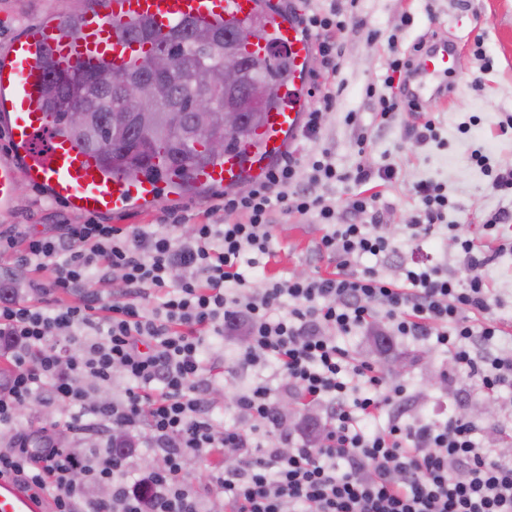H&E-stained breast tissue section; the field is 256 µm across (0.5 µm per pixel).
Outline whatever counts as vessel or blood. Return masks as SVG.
I'll return each instance as SVG.
<instances>
[{"mask_svg":"<svg viewBox=\"0 0 512 512\" xmlns=\"http://www.w3.org/2000/svg\"><path fill=\"white\" fill-rule=\"evenodd\" d=\"M191 20L206 28L242 29L253 50L284 46L292 75L277 90L278 105L270 110L252 139L240 142L219 162L194 168L185 178L200 187H232L244 179H264L272 162L286 151L301 131L304 100L312 56L309 38L292 14L274 0H107L104 8L82 12L75 27L51 20L14 39L0 56V121L18 164L0 161V206L10 202L19 175L45 187L50 196L85 214H120L154 203L157 181L112 174L69 137L54 133L42 106L45 66L66 71L106 65L114 71L133 69L150 48L130 37V26L147 22L159 32ZM455 46L429 38L415 58L416 81L407 87L417 105L447 102L453 88L443 77L454 66ZM49 500H37L11 481L0 479V512H49Z\"/></svg>","mask_w":512,"mask_h":512,"instance_id":"vessel-or-blood-1","label":"vessel or blood"}]
</instances>
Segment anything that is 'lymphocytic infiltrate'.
Masks as SVG:
<instances>
[{"label":"lymphocytic infiltrate","mask_w":512,"mask_h":512,"mask_svg":"<svg viewBox=\"0 0 512 512\" xmlns=\"http://www.w3.org/2000/svg\"><path fill=\"white\" fill-rule=\"evenodd\" d=\"M298 24L329 76L302 128L315 140L320 107L336 97V40L355 20L332 5L309 8ZM338 178L328 150L307 169L288 153L247 193L225 194L218 210L231 216L228 224L211 220L187 234L177 223L62 224L21 238L0 232V257L18 268L0 280V356L11 363L0 383V479L50 497L54 512H512L505 429L485 446L476 421L453 413L383 420L405 386L384 368L351 362L336 342L379 324L395 336L433 340L450 362L445 387L464 377L501 401L512 391V354L499 347L512 335V315L492 313L478 270L512 250L505 232L512 212L499 209L484 223L495 250L454 236L473 271L467 283L417 263L393 280L361 264L395 251L375 195L354 194L340 210L313 194L314 184ZM415 192L423 220L409 225V236L426 241L445 225L448 195L431 180ZM280 212L316 216L323 233L313 254L335 261L332 275H265ZM252 268L262 271L260 287L251 285ZM21 283L25 301L17 298ZM106 283L108 301L95 290ZM59 290L81 299L43 305ZM235 331L246 338L237 364L272 368L278 384L260 378L234 395L235 421L223 425L206 351L210 337ZM117 376L124 397L92 401L86 380L104 386ZM288 397L324 408L319 438L299 441L284 428L280 401ZM34 399L64 408L61 424L77 447L21 429V406ZM118 437L126 444L119 457ZM141 443L154 454L144 470L135 461ZM190 458L205 463L204 482L186 478Z\"/></svg>","instance_id":"obj_1"}]
</instances>
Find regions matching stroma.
Masks as SVG:
<instances>
[{"instance_id":"stroma-1","label":"stroma","mask_w":512,"mask_h":512,"mask_svg":"<svg viewBox=\"0 0 512 512\" xmlns=\"http://www.w3.org/2000/svg\"><path fill=\"white\" fill-rule=\"evenodd\" d=\"M90 0H0V51L46 17H59L82 11ZM357 15L366 19L368 28L349 30L341 43L336 73V99L324 112L317 148L329 149L338 171L348 172L357 163L374 168L395 164L398 173L392 182L379 186L377 207L383 214L387 233L400 248L398 257L378 262L364 258V265H378L389 277L395 276L398 261L438 265L449 274L463 276V259L456 247L444 237L424 242L408 239L407 223L420 214L414 186L423 180L442 183L448 195V223L457 225L461 234L476 244H486L483 228L486 217L500 209L503 200L491 187V179L472 159L473 150H481L491 167L512 168V134H501L499 123L512 113V0H358ZM410 13L411 26L400 23ZM435 35L456 46V64L448 82L453 92L446 105L433 107L444 146L435 142L416 143L407 127L414 117L409 110L399 112L394 123L379 125L374 101L366 94L374 88L384 94L383 83L388 41L396 39L410 47L418 39ZM492 60L491 71H484L485 60ZM356 113L357 123L346 120ZM365 135V152H358L355 141ZM224 198L220 187L182 191L165 187L162 196L150 206H137L122 214L95 216L98 224H157L168 216L181 217L183 225L199 222L204 212ZM85 215L73 212L60 201L52 200L45 188L19 179L18 190L8 206L0 207V231L23 236L60 224H81ZM278 250L270 272L280 277L329 273L335 264L313 261L312 250L322 234L316 219L310 216H278L273 226ZM340 346L356 361L403 364L396 373L397 382L406 387L410 416L443 418L465 407L482 426L480 441H488L495 424L512 421V410L495 408L492 415L480 413L485 400L468 382L457 381L459 397L440 387V373L448 356L433 341L390 337L381 345L379 337L369 334L338 337ZM240 337L227 336L211 346V362L218 375V392L213 400L224 409L236 391L252 384L257 376L271 377V369L256 371L242 368L232 357Z\"/></svg>"}]
</instances>
